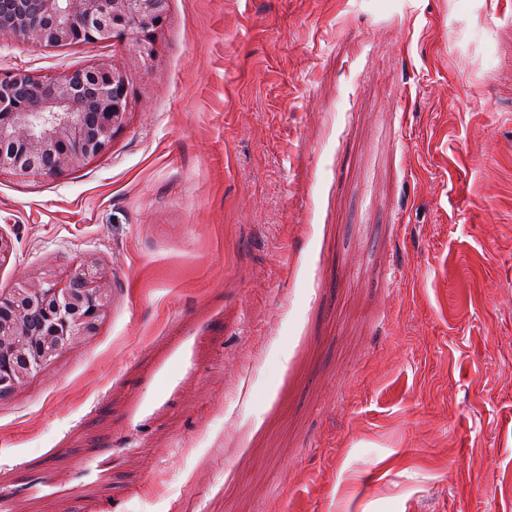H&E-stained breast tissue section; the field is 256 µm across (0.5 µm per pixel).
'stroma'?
<instances>
[{"label":"stroma","instance_id":"35a3bbf8","mask_svg":"<svg viewBox=\"0 0 512 512\" xmlns=\"http://www.w3.org/2000/svg\"><path fill=\"white\" fill-rule=\"evenodd\" d=\"M132 83L105 157L0 175V292L112 283L0 399V512H512V0H168Z\"/></svg>","mask_w":512,"mask_h":512}]
</instances>
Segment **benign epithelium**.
<instances>
[{
	"mask_svg": "<svg viewBox=\"0 0 512 512\" xmlns=\"http://www.w3.org/2000/svg\"><path fill=\"white\" fill-rule=\"evenodd\" d=\"M167 0H0V32L40 47L96 42L128 46L133 64L157 60ZM129 70L105 62L44 75L16 69L0 75V173L54 176L106 154L131 107ZM43 310L38 329L30 326ZM112 308V287L99 262L82 258L54 276L32 273L0 293V391L24 385L59 355L96 333Z\"/></svg>",
	"mask_w": 512,
	"mask_h": 512,
	"instance_id": "1",
	"label": "benign epithelium"
}]
</instances>
